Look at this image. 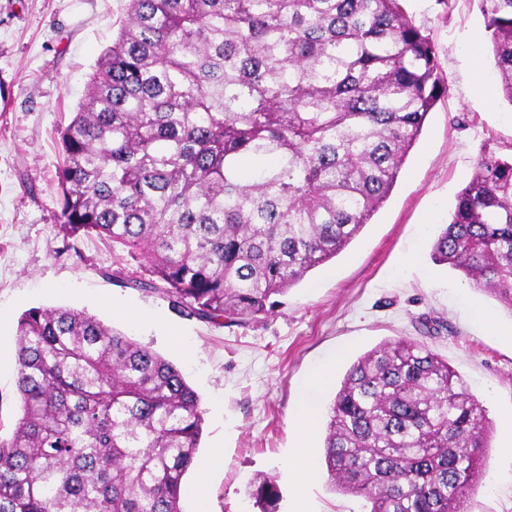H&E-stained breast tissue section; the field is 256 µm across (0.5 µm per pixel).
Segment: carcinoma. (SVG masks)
I'll return each instance as SVG.
<instances>
[{"mask_svg":"<svg viewBox=\"0 0 512 512\" xmlns=\"http://www.w3.org/2000/svg\"><path fill=\"white\" fill-rule=\"evenodd\" d=\"M480 10L512 103V0ZM443 88L399 0H129L59 133L61 229L147 256L132 286L181 315L256 321L368 224ZM431 251L512 313V158L478 156ZM15 363L0 512H181L203 412L174 365L64 307L22 314ZM327 416L328 477L369 512H466L492 425L427 346L364 353Z\"/></svg>","mask_w":512,"mask_h":512,"instance_id":"carcinoma-1","label":"carcinoma"}]
</instances>
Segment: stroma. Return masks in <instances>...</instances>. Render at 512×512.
<instances>
[{"mask_svg": "<svg viewBox=\"0 0 512 512\" xmlns=\"http://www.w3.org/2000/svg\"><path fill=\"white\" fill-rule=\"evenodd\" d=\"M434 45L448 91L429 112L396 183L361 233L312 269L272 314L220 325L172 310L160 291L130 287L149 261L102 237L60 229L57 131L73 119L128 0H0V435L20 414L15 333L32 307L82 309L174 364L196 391L203 432L181 485L182 512H260L250 492L279 490L275 512H368L335 490L324 466L326 416L299 427L294 410L313 369L335 359L329 404L349 366L386 342L427 345L486 408L494 431L468 512H512V314L462 274L436 265L432 241L484 151L512 154V103L479 0H400ZM146 315L138 323L125 311ZM177 331L178 340L166 336ZM308 448L316 473L295 496L286 465ZM223 451L219 468L206 464Z\"/></svg>", "mask_w": 512, "mask_h": 512, "instance_id": "obj_1", "label": "stroma"}]
</instances>
